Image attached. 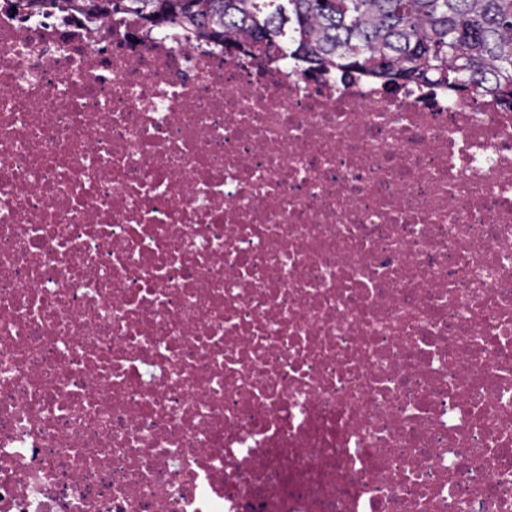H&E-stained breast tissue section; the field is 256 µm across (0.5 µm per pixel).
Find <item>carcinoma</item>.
Listing matches in <instances>:
<instances>
[{"mask_svg":"<svg viewBox=\"0 0 512 512\" xmlns=\"http://www.w3.org/2000/svg\"><path fill=\"white\" fill-rule=\"evenodd\" d=\"M91 13H134L152 26L190 21L211 38L231 32L247 60L287 56L306 75L332 65L344 78L415 83L493 97L512 111V0H59Z\"/></svg>","mask_w":512,"mask_h":512,"instance_id":"obj_1","label":"carcinoma"}]
</instances>
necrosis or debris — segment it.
Segmentation results:
<instances>
[{
  "label": "necrosis or debris",
  "instance_id": "obj_1",
  "mask_svg": "<svg viewBox=\"0 0 512 512\" xmlns=\"http://www.w3.org/2000/svg\"><path fill=\"white\" fill-rule=\"evenodd\" d=\"M0 512H512V112L0 6Z\"/></svg>",
  "mask_w": 512,
  "mask_h": 512
}]
</instances>
